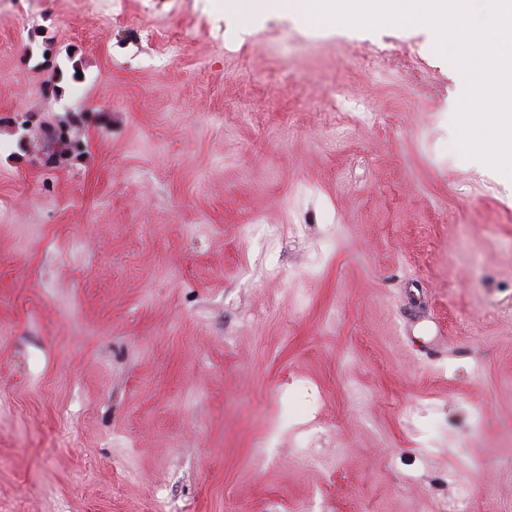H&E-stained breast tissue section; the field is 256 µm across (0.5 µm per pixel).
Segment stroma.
<instances>
[{
	"mask_svg": "<svg viewBox=\"0 0 512 512\" xmlns=\"http://www.w3.org/2000/svg\"><path fill=\"white\" fill-rule=\"evenodd\" d=\"M464 92L425 26L1 5L0 512H439L460 473L512 512V181Z\"/></svg>",
	"mask_w": 512,
	"mask_h": 512,
	"instance_id": "stroma-1",
	"label": "stroma"
}]
</instances>
